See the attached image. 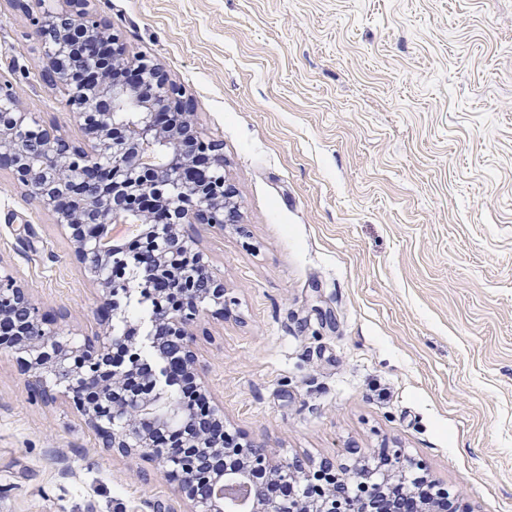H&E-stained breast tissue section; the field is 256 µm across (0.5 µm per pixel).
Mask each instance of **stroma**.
I'll use <instances>...</instances> for the list:
<instances>
[{
    "label": "stroma",
    "mask_w": 512,
    "mask_h": 512,
    "mask_svg": "<svg viewBox=\"0 0 512 512\" xmlns=\"http://www.w3.org/2000/svg\"><path fill=\"white\" fill-rule=\"evenodd\" d=\"M223 145L240 221L196 229L224 314L194 346L228 433L341 466L398 449L463 512H512V0H92ZM29 13L0 83L70 140ZM0 261L90 335L100 300L0 172ZM0 351V512H187Z\"/></svg>",
    "instance_id": "35a3bbf8"
}]
</instances>
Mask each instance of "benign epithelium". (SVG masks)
<instances>
[{"instance_id":"1","label":"benign epithelium","mask_w":512,"mask_h":512,"mask_svg":"<svg viewBox=\"0 0 512 512\" xmlns=\"http://www.w3.org/2000/svg\"><path fill=\"white\" fill-rule=\"evenodd\" d=\"M62 2L65 9L32 17L44 47L39 71L44 82L68 88L67 106L83 142L32 121L3 84L0 171L69 240L105 309L100 330L76 342L46 326L19 271L0 264V330L8 322L20 335L10 353L28 374L31 394L45 405L67 399L106 450L152 458L175 479L189 512H296L293 500L268 497L255 474L290 484L313 482L325 471L310 475L297 459L273 462L254 442L227 448L210 439L208 421L184 414L172 395L169 360L143 373L148 393H121L127 374L143 365L138 349L119 366L111 360L126 344L112 319L133 279L155 294L146 344L158 352L176 341L179 362L207 394L189 328L204 311L224 315V281L191 228L238 223L240 203L224 173L221 144L200 135L195 112L164 69L145 56L129 58L120 37L90 9L91 0ZM174 416L196 433L194 450L185 455L151 436ZM391 461L393 468L370 483L352 475L366 488L360 512H386L374 507L376 494L410 468L398 449ZM353 501L326 488L308 497L301 512H353Z\"/></svg>"}]
</instances>
